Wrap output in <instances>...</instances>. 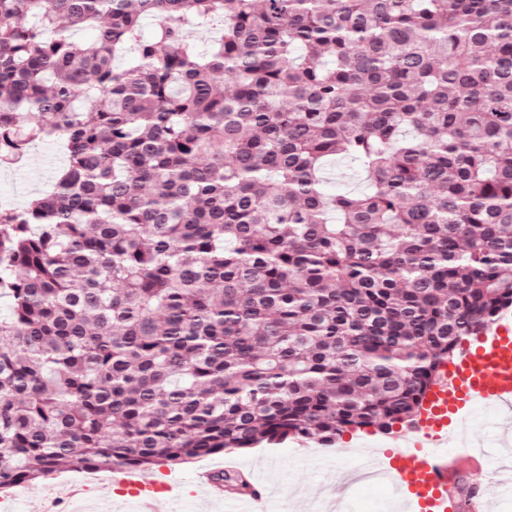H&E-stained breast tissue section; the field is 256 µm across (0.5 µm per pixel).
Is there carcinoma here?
Masks as SVG:
<instances>
[{
    "label": "carcinoma",
    "mask_w": 512,
    "mask_h": 512,
    "mask_svg": "<svg viewBox=\"0 0 512 512\" xmlns=\"http://www.w3.org/2000/svg\"><path fill=\"white\" fill-rule=\"evenodd\" d=\"M45 139L0 208V490L390 431L512 307V0H0V166ZM63 165L64 154L58 142H37L23 163L0 169V207L22 210L33 195L48 188ZM329 173L327 183L329 190L363 187V182L358 176L357 164L354 162H338L331 167Z\"/></svg>",
    "instance_id": "obj_1"
}]
</instances>
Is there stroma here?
Returning a JSON list of instances; mask_svg holds the SVG:
<instances>
[{"mask_svg": "<svg viewBox=\"0 0 512 512\" xmlns=\"http://www.w3.org/2000/svg\"><path fill=\"white\" fill-rule=\"evenodd\" d=\"M64 165V154L58 142L45 140L34 145L27 159L16 166L0 169V207L23 209L33 195L46 190ZM391 436L369 430L344 433L336 445L323 448L309 440L288 438L274 445L262 444L243 451L220 453L184 463L172 469L156 467V478L172 474L180 483L193 482L204 469L223 466L233 461L247 481H257L266 488L265 498L258 502L259 512H307L309 506L338 502L341 512H396L391 505L388 484L360 483L345 486L342 477L349 473L358 458L353 449L362 443H391ZM512 465V450L497 447L486 456L482 470L475 475L486 504V512H512V491H503L491 482L492 472ZM94 475L90 472H61L27 489L19 500L20 512H45L48 499L59 496L73 484H86L88 498L107 512H140L126 507L117 491L91 490Z\"/></svg>", "mask_w": 512, "mask_h": 512, "instance_id": "obj_1", "label": "stroma"}]
</instances>
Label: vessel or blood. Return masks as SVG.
I'll list each match as a JSON object with an SVG mask.
<instances>
[{
	"mask_svg": "<svg viewBox=\"0 0 512 512\" xmlns=\"http://www.w3.org/2000/svg\"><path fill=\"white\" fill-rule=\"evenodd\" d=\"M479 407L512 424L511 312L466 342L455 361L442 365L425 407L399 430L398 445L370 458L371 467L388 474L393 494L408 512H461L455 483L480 470L481 463L473 456L449 457L448 447L458 424ZM111 482L138 497L143 512H179L181 485L124 471L114 472Z\"/></svg>",
	"mask_w": 512,
	"mask_h": 512,
	"instance_id": "vessel-or-blood-1",
	"label": "vessel or blood"
}]
</instances>
